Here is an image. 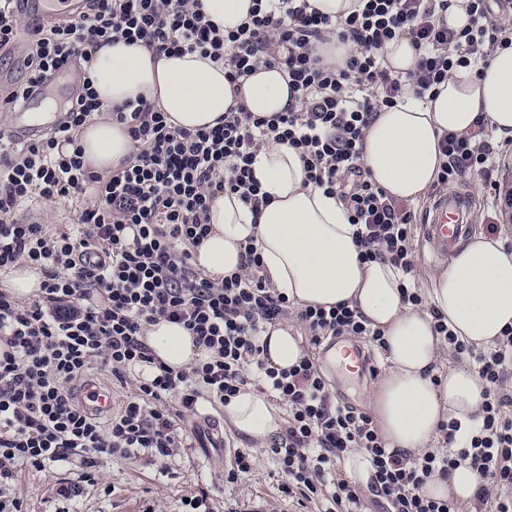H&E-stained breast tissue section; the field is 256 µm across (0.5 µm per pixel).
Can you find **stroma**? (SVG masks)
I'll list each match as a JSON object with an SVG mask.
<instances>
[{"instance_id": "35a3bbf8", "label": "stroma", "mask_w": 512, "mask_h": 512, "mask_svg": "<svg viewBox=\"0 0 512 512\" xmlns=\"http://www.w3.org/2000/svg\"><path fill=\"white\" fill-rule=\"evenodd\" d=\"M477 208L476 227L512 243V206L488 205L480 179L460 185ZM328 382L335 397L359 410H367L369 373L356 375L343 369L330 371ZM227 435L234 448L252 449L254 465L249 473L231 480L220 452L205 448H181L153 466L140 459H98L93 481L83 483L76 499L60 490L78 476L77 458L55 462L43 470L24 468L13 482L24 512H189V498H201L207 512H317L315 502L291 496L286 479L265 453L235 430Z\"/></svg>"}]
</instances>
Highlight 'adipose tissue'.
<instances>
[{"label":"adipose tissue","instance_id":"obj_1","mask_svg":"<svg viewBox=\"0 0 512 512\" xmlns=\"http://www.w3.org/2000/svg\"><path fill=\"white\" fill-rule=\"evenodd\" d=\"M82 69L104 107L141 96L165 112L173 126L190 130L214 127L237 96L223 67L197 52L156 56L120 41L96 49ZM239 96L257 115L284 111L288 75L278 67H259ZM480 114L495 126L499 139L512 138V48L497 51L481 74L457 69L432 101L409 95L396 106L381 107L366 133L363 167L395 199L416 200L437 177L441 135L469 132ZM80 144L95 172L111 170L132 151L126 125L108 117L84 126ZM252 168L269 203L256 213L238 194L216 195L210 207L212 232L196 252L198 267L221 281L238 270L251 240L270 286L295 305L349 303L386 343L387 366L373 385L369 407L388 450L408 456L431 451L439 424L468 422L479 413L485 391L468 367L440 372L443 343L432 315L445 316L458 339L477 349L512 328V250L499 239L472 234L433 271L428 307L418 310L403 301L402 275L395 267L360 261L343 201L305 185L293 148L263 146ZM262 341L266 363L278 370L290 369L306 354L301 338L282 324L268 326ZM147 343L175 369L191 367L205 355L189 331L164 320L150 326ZM225 413L237 432L260 446L283 424L277 408L250 387L231 400ZM474 491L475 476L466 466L422 489L428 497L462 503Z\"/></svg>","mask_w":512,"mask_h":512}]
</instances>
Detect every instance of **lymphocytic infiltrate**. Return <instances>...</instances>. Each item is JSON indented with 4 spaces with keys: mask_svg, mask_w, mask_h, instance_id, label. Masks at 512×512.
Listing matches in <instances>:
<instances>
[{
    "mask_svg": "<svg viewBox=\"0 0 512 512\" xmlns=\"http://www.w3.org/2000/svg\"><path fill=\"white\" fill-rule=\"evenodd\" d=\"M334 20L308 0H253L248 22L225 31L199 0H92L88 14L24 31L13 0H0V50L27 37V77L0 100L14 111L30 85L70 69L76 93L63 123L32 143L15 144L0 130V274L19 263L36 266L40 291L29 302L0 290V512H22L10 489L21 467L36 470L71 456L138 457L146 464L192 447L181 427L207 404L226 406L245 387L272 394L288 419L267 453L288 480V492L325 503V512H362L359 489L332 473L355 448L371 464L370 484L387 512H460L453 500L426 497L423 486L468 465L477 479L473 512H512V328L493 345L474 349L458 340L447 319L433 328L456 358L468 359L485 383L474 422H441L444 452L407 458L387 451L372 417L337 401L310 357L279 372L263 358L266 325L293 317L312 343L357 336L383 349L380 331L347 304L298 307L272 288L255 245L244 248L238 272L214 282L194 254L210 235L214 196L239 194L253 210L267 203L252 170L256 152L271 143L297 150L305 182L339 196L355 226L361 261L389 262L406 276L403 298L424 300L416 282L414 206L372 181L361 157L379 107L406 94L425 99L456 68L487 65L496 49L512 47V22L489 21L486 0H466L468 26L455 30L443 16L453 0H362ZM408 38L414 73L384 64L381 50ZM143 44L155 53L202 52L224 65L241 87L258 67L288 75L290 100L271 117L244 102L229 107L217 126L189 131L172 126L146 100L104 110L81 68L103 44ZM348 45L343 66L313 51L317 42ZM109 115L132 139L127 160L108 174L91 171L79 144L81 128ZM477 137L448 132L433 190L477 176L486 191L498 144L485 117ZM84 198L77 224L52 229L16 219L32 202ZM184 325L205 356L187 370L166 367L145 343L158 320ZM147 369L124 395L110 421L87 410L73 384L96 367Z\"/></svg>",
    "mask_w": 512,
    "mask_h": 512,
    "instance_id": "obj_1",
    "label": "lymphocytic infiltrate"
}]
</instances>
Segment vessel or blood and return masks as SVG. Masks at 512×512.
<instances>
[{
  "label": "vessel or blood",
  "mask_w": 512,
  "mask_h": 512,
  "mask_svg": "<svg viewBox=\"0 0 512 512\" xmlns=\"http://www.w3.org/2000/svg\"><path fill=\"white\" fill-rule=\"evenodd\" d=\"M18 12L24 26L33 28L52 18H76L85 10V0H16ZM55 98L67 103L69 96L60 81H53L42 91L33 92L27 109L13 113L8 134L18 144L37 139L60 120L59 113L37 111V104L46 98ZM472 221L471 211L464 196L445 193L435 197L426 221L424 238L434 255L451 254L465 236ZM84 396L94 412L104 414L112 409L110 387L91 381L84 387Z\"/></svg>",
  "instance_id": "1"
}]
</instances>
